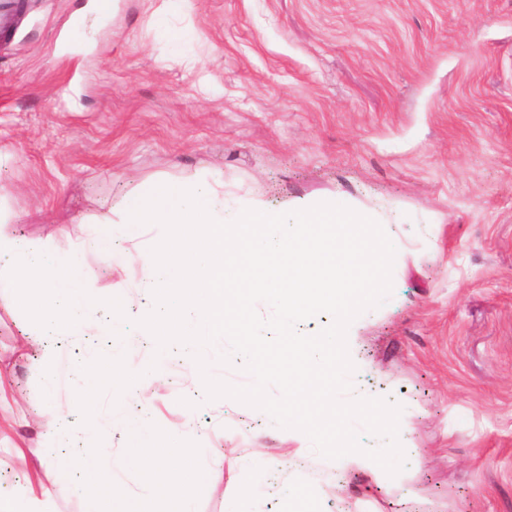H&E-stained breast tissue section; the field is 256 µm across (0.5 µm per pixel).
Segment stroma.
Segmentation results:
<instances>
[{"mask_svg":"<svg viewBox=\"0 0 512 512\" xmlns=\"http://www.w3.org/2000/svg\"><path fill=\"white\" fill-rule=\"evenodd\" d=\"M29 0L0 43V220L66 254L154 180L201 173L226 206L336 202L400 224L393 291L348 330L353 385L401 405L393 478L321 456L300 431L206 400L173 346L165 378L114 399L199 444L194 512H512V0ZM96 287L143 288L139 266L85 251ZM75 342L42 394L41 346L0 288V491L51 488L46 512H86L44 459L78 412ZM272 463L260 478L257 461Z\"/></svg>","mask_w":512,"mask_h":512,"instance_id":"obj_1","label":"stroma"}]
</instances>
